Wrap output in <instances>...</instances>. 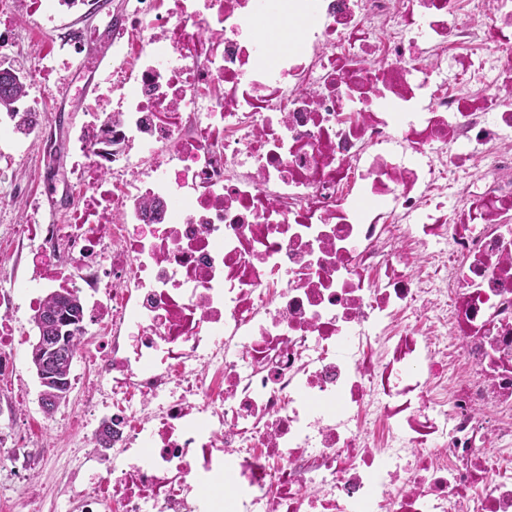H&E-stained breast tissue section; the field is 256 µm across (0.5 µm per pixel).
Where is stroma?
<instances>
[{
    "label": "stroma",
    "instance_id": "35a3bbf8",
    "mask_svg": "<svg viewBox=\"0 0 512 512\" xmlns=\"http://www.w3.org/2000/svg\"><path fill=\"white\" fill-rule=\"evenodd\" d=\"M92 66L79 64L61 74H45L37 80L40 138L29 139L27 151L0 157V291L19 288L32 273L34 243L19 242L16 228L26 216L31 197H38L43 221L62 218L72 206L68 190L70 171L76 162L73 133L86 119L101 84L104 67L112 60L111 38L101 35L87 43ZM31 309H21L17 318L24 331L15 354L21 378L19 397L0 404V428L11 431L19 447L29 448L48 441L55 431L54 417L39 407L40 386L30 361L36 330ZM57 488L56 506H63L70 492L64 489L57 466L23 461L0 467V512L7 501L39 494L44 486Z\"/></svg>",
    "mask_w": 512,
    "mask_h": 512
}]
</instances>
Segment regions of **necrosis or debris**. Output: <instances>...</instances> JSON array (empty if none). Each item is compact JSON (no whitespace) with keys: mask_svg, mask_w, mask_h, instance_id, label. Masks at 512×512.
Wrapping results in <instances>:
<instances>
[{"mask_svg":"<svg viewBox=\"0 0 512 512\" xmlns=\"http://www.w3.org/2000/svg\"><path fill=\"white\" fill-rule=\"evenodd\" d=\"M14 8L0 64L19 25L45 72L81 61L61 18L92 0ZM99 24L74 206L22 227L39 291L0 294V378L21 305L90 295L58 421L85 512H512V0H123Z\"/></svg>","mask_w":512,"mask_h":512,"instance_id":"necrosis-or-debris-1","label":"necrosis or debris"}]
</instances>
